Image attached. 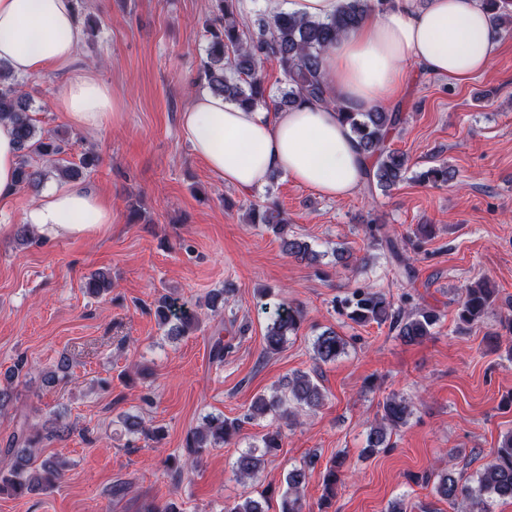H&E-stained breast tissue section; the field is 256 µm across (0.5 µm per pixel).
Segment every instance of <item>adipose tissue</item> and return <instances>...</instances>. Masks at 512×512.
Masks as SVG:
<instances>
[{
  "label": "adipose tissue",
  "instance_id": "1",
  "mask_svg": "<svg viewBox=\"0 0 512 512\" xmlns=\"http://www.w3.org/2000/svg\"><path fill=\"white\" fill-rule=\"evenodd\" d=\"M82 30L73 0H0V61L18 76L68 71L54 105L83 131L121 119L110 88L77 61ZM499 48L483 0H395L372 11L323 57L334 100L261 112L196 92L182 113L185 139L226 186L262 189L280 173L330 199L353 195L369 166L337 108L365 112L395 100L410 68L461 84L491 67ZM41 239L91 237L112 223V208L79 184L51 185L23 215Z\"/></svg>",
  "mask_w": 512,
  "mask_h": 512
}]
</instances>
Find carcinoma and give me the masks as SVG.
Here are the masks:
<instances>
[{"label":"carcinoma","instance_id":"carcinoma-1","mask_svg":"<svg viewBox=\"0 0 512 512\" xmlns=\"http://www.w3.org/2000/svg\"><path fill=\"white\" fill-rule=\"evenodd\" d=\"M392 0H342L333 18L326 21L311 20L288 12H278L269 21L259 23L255 33L245 32L237 21L239 0H211L212 18L206 27L208 47L201 62L198 80L209 90L225 100L244 108H260L273 101L274 109L302 104H330L332 99L323 79L322 65L325 50L336 38L357 29L366 16L377 6L388 5ZM493 14L497 29L504 28L505 0H484ZM265 59L277 62L283 83L276 99L261 69ZM23 82L0 64V121L12 124L18 143L16 184L20 189L36 192L47 178V164L65 153L67 140L61 136L43 137L30 115L32 100L22 91ZM339 118L350 126L358 146L367 156L375 159L373 167L365 172L364 188L377 186L389 191L404 181L409 170L408 157L387 145L390 134L404 121L398 109L388 110L376 106L367 112H347L336 106ZM99 158L92 152L85 153L76 166L57 169L63 178L79 179L86 170H93ZM453 178L448 164L432 166L419 175L423 182L434 185L447 184ZM249 223L265 224L276 231L288 227V217L276 204L254 205L249 208ZM285 252L300 261L315 263L318 254L310 245L298 238L283 240ZM110 279L103 272H96L86 281L91 294H100L110 288ZM495 291L485 280L464 287L456 313V331L463 332L481 322L495 302ZM343 307L356 323L375 322L389 324L407 343H419L434 334L440 315L432 308L414 305L407 309L396 306L386 294L372 289H358ZM155 314L159 323L167 328L169 336H186L197 330L199 317L196 311L181 307L169 296L157 301ZM304 321L301 309L283 306L267 324L265 349L267 354L280 351L287 337L297 333ZM347 342L336 331L327 329L314 338L313 353L316 367L310 371H296L282 383L284 394L270 398L260 395L241 418L207 417L201 427L191 431L185 441L181 457L183 464L174 472L182 477L209 448L221 447L231 440L246 422L260 416H271L268 431L261 438V448L242 452L233 462L237 479L244 483L253 478L264 464L265 457L279 450L286 438V431L298 423L300 411L313 410L323 405L325 395L318 378V365L333 362L346 352ZM26 366L19 359L4 375L0 385V412L15 399L14 382ZM412 415L411 404L403 397L391 396L382 404L378 426L367 437L365 453L373 455L388 445L391 434L407 425ZM62 432L59 421L44 427V432L24 421L0 448V494L6 492L14 498H23L39 490L52 487L61 479L58 463L50 458L33 466L34 450L39 443L50 440ZM310 458L301 467H295L286 476L287 489L282 495L280 512H303L299 495L306 480V469L314 466ZM348 468L346 458L336 456L325 468L323 493L319 512H328L336 497V486ZM435 493L442 499L466 504L465 512H488L489 500L512 499V432L504 436L498 446L490 451L489 461L474 480L458 481L448 473L437 475ZM266 492H244L231 504L224 505V512H266L263 503Z\"/></svg>","mask_w":512,"mask_h":512}]
</instances>
